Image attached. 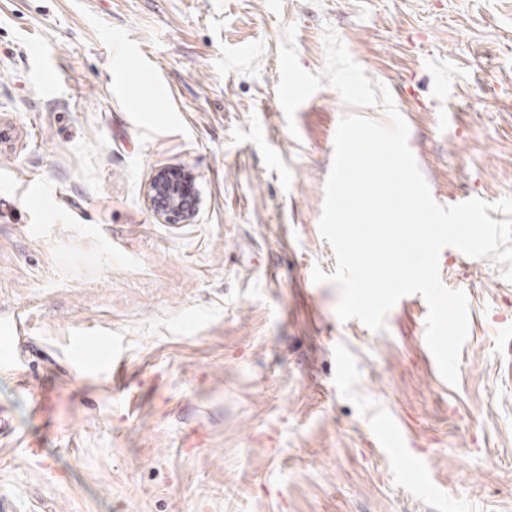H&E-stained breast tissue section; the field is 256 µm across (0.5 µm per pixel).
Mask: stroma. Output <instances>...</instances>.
I'll use <instances>...</instances> for the list:
<instances>
[{
  "label": "stroma",
  "mask_w": 512,
  "mask_h": 512,
  "mask_svg": "<svg viewBox=\"0 0 512 512\" xmlns=\"http://www.w3.org/2000/svg\"><path fill=\"white\" fill-rule=\"evenodd\" d=\"M290 25L304 70L330 28L394 93L438 204L512 197V0H0L16 512H512V282L440 255L468 299L454 386L422 342L424 299L381 332L338 320L312 271L335 270L319 219L351 108L325 84L286 117ZM164 169L192 175V223L156 215ZM382 416L408 455L374 446Z\"/></svg>",
  "instance_id": "35a3bbf8"
}]
</instances>
